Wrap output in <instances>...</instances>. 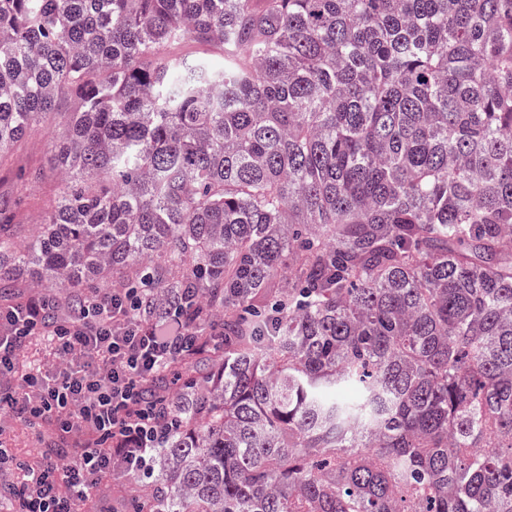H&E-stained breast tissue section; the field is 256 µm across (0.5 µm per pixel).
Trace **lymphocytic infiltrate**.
<instances>
[{
    "label": "lymphocytic infiltrate",
    "mask_w": 512,
    "mask_h": 512,
    "mask_svg": "<svg viewBox=\"0 0 512 512\" xmlns=\"http://www.w3.org/2000/svg\"><path fill=\"white\" fill-rule=\"evenodd\" d=\"M131 294L96 291L76 308L34 294L0 306V410L48 425L66 452L23 467L20 512H79L113 467L146 473L165 424L143 387L183 344L180 318H137ZM50 341L55 371L37 369L12 383L30 340Z\"/></svg>",
    "instance_id": "f902f5d3"
}]
</instances>
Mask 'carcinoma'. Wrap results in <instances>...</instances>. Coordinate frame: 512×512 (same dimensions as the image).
<instances>
[{
    "instance_id": "obj_1",
    "label": "carcinoma",
    "mask_w": 512,
    "mask_h": 512,
    "mask_svg": "<svg viewBox=\"0 0 512 512\" xmlns=\"http://www.w3.org/2000/svg\"><path fill=\"white\" fill-rule=\"evenodd\" d=\"M64 94L0 301L196 339L117 512H512V0H0V164ZM166 55L183 56L188 58L204 57L211 60H220L222 49L218 45H202L194 41L185 40L179 44L168 46Z\"/></svg>"
}]
</instances>
